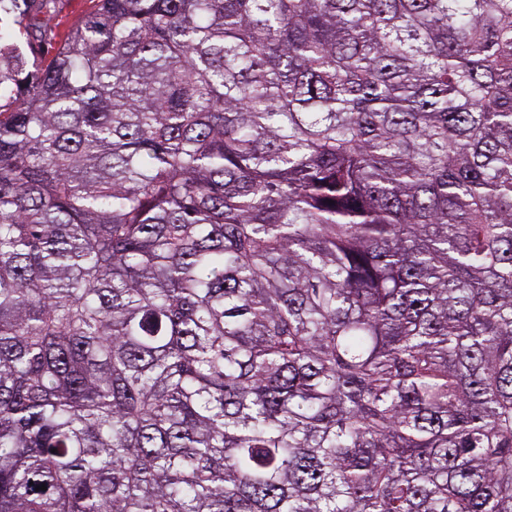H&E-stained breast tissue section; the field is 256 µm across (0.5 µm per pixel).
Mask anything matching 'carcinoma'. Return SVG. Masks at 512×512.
<instances>
[{"instance_id":"carcinoma-1","label":"carcinoma","mask_w":512,"mask_h":512,"mask_svg":"<svg viewBox=\"0 0 512 512\" xmlns=\"http://www.w3.org/2000/svg\"><path fill=\"white\" fill-rule=\"evenodd\" d=\"M56 2L0 0V512H512V0L24 53Z\"/></svg>"}]
</instances>
